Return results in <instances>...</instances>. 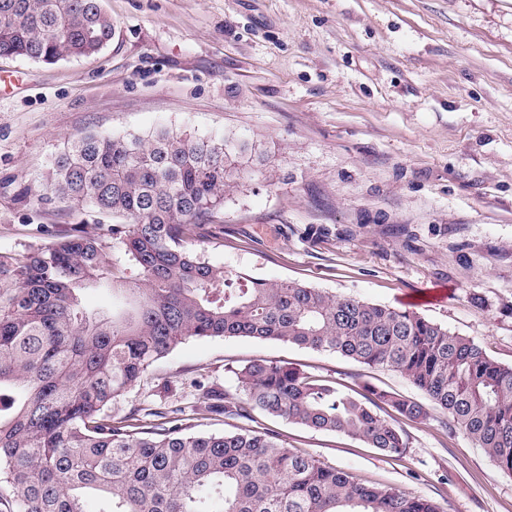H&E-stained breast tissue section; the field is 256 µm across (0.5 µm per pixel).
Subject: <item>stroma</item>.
<instances>
[{
    "instance_id": "35a3bbf8",
    "label": "stroma",
    "mask_w": 512,
    "mask_h": 512,
    "mask_svg": "<svg viewBox=\"0 0 512 512\" xmlns=\"http://www.w3.org/2000/svg\"><path fill=\"white\" fill-rule=\"evenodd\" d=\"M110 43L53 64L0 56V253H27L112 219L46 187L67 140L167 128L253 150L215 218L211 264L410 307L512 365V0H100ZM267 358L422 394L337 353L248 337L190 338L112 404L120 418L182 410L199 433L242 419L200 412L239 397L236 369ZM380 413L399 459L363 442L257 417L288 448L442 512H512V475L448 416Z\"/></svg>"
}]
</instances>
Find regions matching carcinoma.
<instances>
[{
    "label": "carcinoma",
    "instance_id": "1",
    "mask_svg": "<svg viewBox=\"0 0 512 512\" xmlns=\"http://www.w3.org/2000/svg\"><path fill=\"white\" fill-rule=\"evenodd\" d=\"M112 39L98 0H0V56L90 57ZM249 144L157 130L90 132L59 153L47 188L121 218L75 228L24 254L0 253V512H442L397 487H370L248 428L198 434L158 408L142 425L108 408L187 338L249 337L389 368L444 409L453 428L512 473V366L410 308L270 283L206 261L196 245L243 176L227 155ZM89 288L129 308L89 310ZM243 396L204 410L256 413L359 440L390 457L408 438L376 412L416 420V400L255 359L234 371Z\"/></svg>",
    "mask_w": 512,
    "mask_h": 512
}]
</instances>
